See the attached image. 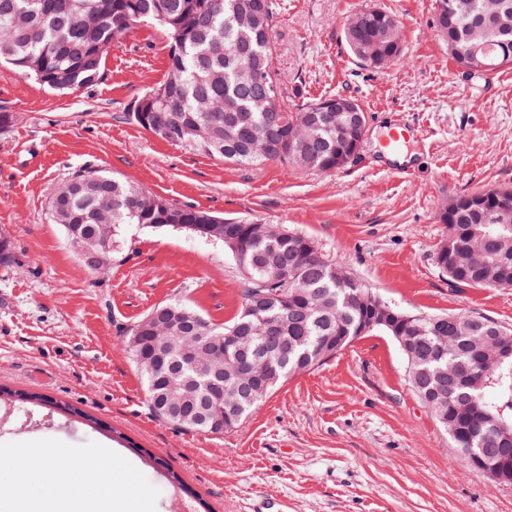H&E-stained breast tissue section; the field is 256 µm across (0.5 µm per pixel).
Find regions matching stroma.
<instances>
[{
  "mask_svg": "<svg viewBox=\"0 0 512 512\" xmlns=\"http://www.w3.org/2000/svg\"><path fill=\"white\" fill-rule=\"evenodd\" d=\"M276 67L290 98L343 93L368 114L359 159L334 173L269 161L234 166L123 120L167 73L170 43L139 26L109 50L101 82L58 92L0 65V384L85 411L0 405V486L18 477L19 448L57 453L121 475L111 495L71 499L67 512H251L271 497L287 512H512V485L470 468L423 407L405 357L386 334L354 340L318 368L289 377L239 427L186 432L154 416L123 330L160 303L189 302L212 322L241 306V272L223 246L177 228L125 229L119 261L86 268L47 213L80 168L104 169L175 202L283 224L383 301L413 314H469L512 328V288L451 286L434 254L448 235L439 208L463 194L512 188V69L461 74L434 27L435 0H280ZM375 6L403 28L401 60L361 69L342 39L352 13ZM407 121V173L383 140ZM119 431L134 442L121 447ZM163 456L190 495L151 456Z\"/></svg>",
  "mask_w": 512,
  "mask_h": 512,
  "instance_id": "stroma-1",
  "label": "stroma"
}]
</instances>
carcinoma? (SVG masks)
<instances>
[{"instance_id":"cac0c4a2","label":"carcinoma","mask_w":512,"mask_h":512,"mask_svg":"<svg viewBox=\"0 0 512 512\" xmlns=\"http://www.w3.org/2000/svg\"><path fill=\"white\" fill-rule=\"evenodd\" d=\"M267 17V29L246 22L252 11ZM279 0H0V60L38 84L72 91L99 82L107 51L138 24L161 30L171 43L166 79L140 96L159 90L142 116L126 119L174 145H188L226 163L258 166L276 160L332 173L356 157L352 140L337 134L348 113L336 103L339 93L297 104L280 86L272 32ZM435 26L456 64L468 63L475 42H485L504 66H512V0H435ZM401 21L369 7L352 14L343 39L365 69H379L403 56ZM278 85L272 111L258 104L260 86L250 77ZM66 192L48 202L53 223L62 220L79 234L96 224L112 225V256L119 254L124 225L178 227L197 231L203 224L224 225V237L237 243L232 255L243 272L242 305L231 323L207 320L182 300L158 305L193 320L188 331L168 333V359L179 348L210 341L209 365L224 355L228 336L251 337L248 358L267 360L272 390L288 376L319 367L366 334L372 307L379 301L341 261L321 253L311 238L259 220L220 218L212 212L170 201L123 181L104 170L80 172ZM485 209L456 208L459 200L439 208L448 237L435 253L438 269L454 285L512 287V189L480 193ZM265 304L260 317L250 314ZM388 325L373 330L405 339L407 376L420 401L448 433L453 447L469 465L472 456L488 454L512 462V329L483 316L413 315L394 306ZM278 336L277 349L267 345V330ZM139 337L136 345L130 344ZM124 349L134 364L151 359L156 348L151 332L137 320L125 330ZM154 414L186 431L222 434L241 424L265 399L253 389L224 383V409L212 406L203 389L188 391L197 372L169 364L155 373L141 371ZM182 394L180 413L169 414L162 402ZM0 400L41 403L34 393L0 387Z\"/></svg>"}]
</instances>
